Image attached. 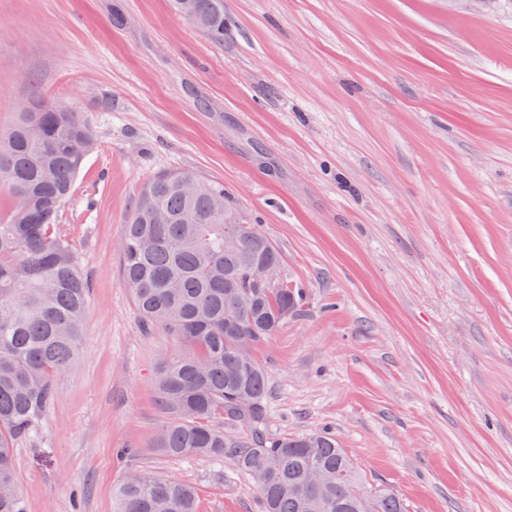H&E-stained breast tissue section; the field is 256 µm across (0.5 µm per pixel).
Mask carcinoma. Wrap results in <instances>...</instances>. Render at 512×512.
I'll use <instances>...</instances> for the list:
<instances>
[{
    "label": "carcinoma",
    "instance_id": "carcinoma-1",
    "mask_svg": "<svg viewBox=\"0 0 512 512\" xmlns=\"http://www.w3.org/2000/svg\"><path fill=\"white\" fill-rule=\"evenodd\" d=\"M180 15L224 41V0H173ZM0 135V512H24L15 488L14 448L54 398L78 353L89 283L77 268L62 213L87 154L90 121L31 98ZM122 270L143 325L163 328L179 349L154 379L167 421L156 447L170 457L228 459L249 475L262 512H407L403 500L366 481L336 436L269 432L267 372L244 358L299 310L300 290L275 288L262 267H282L277 246L245 224L224 183L189 170L161 171L141 187L126 221ZM224 417L241 428L226 436ZM116 512H197L178 481L142 472L124 479Z\"/></svg>",
    "mask_w": 512,
    "mask_h": 512
}]
</instances>
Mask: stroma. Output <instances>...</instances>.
I'll return each mask as SVG.
<instances>
[{
    "mask_svg": "<svg viewBox=\"0 0 512 512\" xmlns=\"http://www.w3.org/2000/svg\"><path fill=\"white\" fill-rule=\"evenodd\" d=\"M35 91L98 144L62 214L84 338L15 450L25 512H112L133 471L260 512L246 474L155 446L178 344L120 245L166 169L223 181L304 292L254 352L274 434L335 433L408 512H512V0H224L220 45L170 0H0V132Z\"/></svg>",
    "mask_w": 512,
    "mask_h": 512,
    "instance_id": "1",
    "label": "stroma"
}]
</instances>
